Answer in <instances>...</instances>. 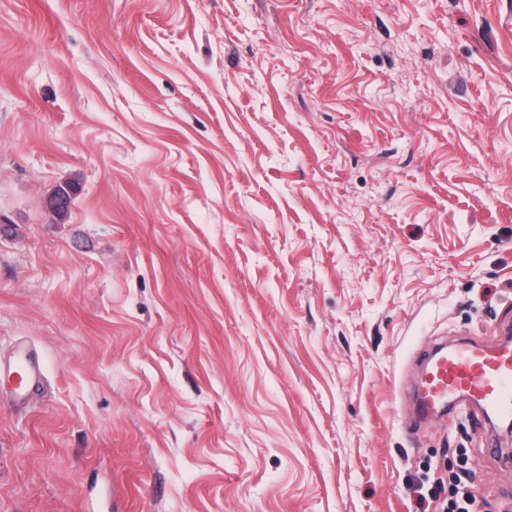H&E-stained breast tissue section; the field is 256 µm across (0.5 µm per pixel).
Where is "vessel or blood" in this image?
Wrapping results in <instances>:
<instances>
[{
  "instance_id": "1",
  "label": "vessel or blood",
  "mask_w": 512,
  "mask_h": 512,
  "mask_svg": "<svg viewBox=\"0 0 512 512\" xmlns=\"http://www.w3.org/2000/svg\"><path fill=\"white\" fill-rule=\"evenodd\" d=\"M39 375L38 362L23 348L8 366H0V381L17 383L22 389ZM412 394L419 421L451 413L462 395L483 409L512 416V343L464 342L428 354L423 377Z\"/></svg>"
}]
</instances>
